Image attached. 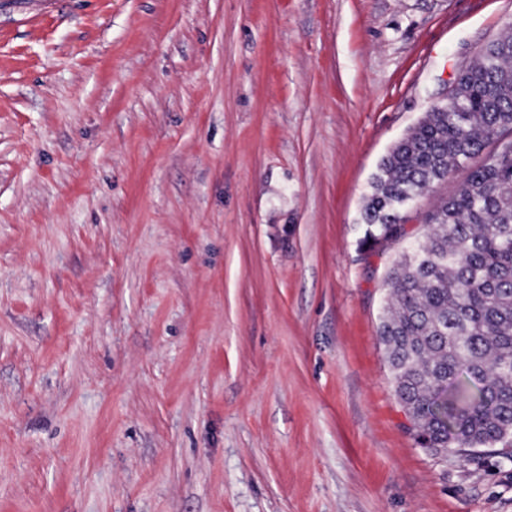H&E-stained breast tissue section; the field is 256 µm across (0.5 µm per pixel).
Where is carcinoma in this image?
<instances>
[{
	"mask_svg": "<svg viewBox=\"0 0 512 512\" xmlns=\"http://www.w3.org/2000/svg\"><path fill=\"white\" fill-rule=\"evenodd\" d=\"M512 31L459 71L448 102L381 160L361 247L406 237L402 210L465 172L385 279L379 327L395 395L422 448L512 444Z\"/></svg>",
	"mask_w": 512,
	"mask_h": 512,
	"instance_id": "1",
	"label": "carcinoma"
}]
</instances>
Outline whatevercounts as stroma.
Segmentation results:
<instances>
[{
  "label": "stroma",
  "instance_id": "obj_1",
  "mask_svg": "<svg viewBox=\"0 0 512 512\" xmlns=\"http://www.w3.org/2000/svg\"><path fill=\"white\" fill-rule=\"evenodd\" d=\"M512 0H0V512H512L419 447L370 180ZM405 208L410 238L459 188Z\"/></svg>",
  "mask_w": 512,
  "mask_h": 512
}]
</instances>
